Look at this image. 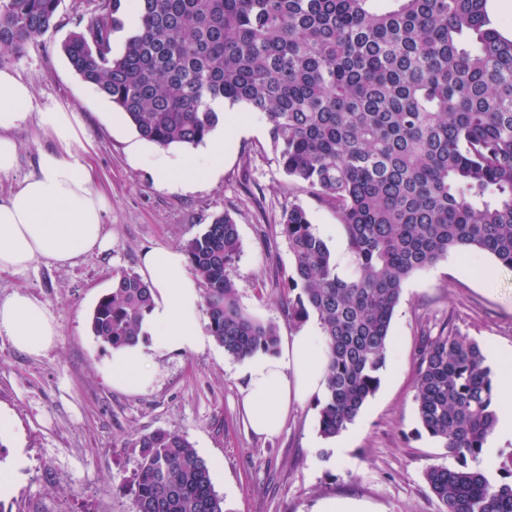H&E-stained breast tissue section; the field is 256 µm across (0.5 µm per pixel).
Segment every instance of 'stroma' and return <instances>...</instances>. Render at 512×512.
<instances>
[{"instance_id": "stroma-1", "label": "stroma", "mask_w": 512, "mask_h": 512, "mask_svg": "<svg viewBox=\"0 0 512 512\" xmlns=\"http://www.w3.org/2000/svg\"><path fill=\"white\" fill-rule=\"evenodd\" d=\"M96 0H62L57 25L18 55L0 60L34 86L38 104H68L83 94L93 146L87 155L94 186L109 203L104 216L110 251L91 252L72 267L37 262L26 274L0 272V300L27 293L56 317L51 349L33 356L0 335V413L12 422L0 438L7 469L15 453L26 465L18 490L0 499V512H133L121 491L136 467L137 437L158 429L183 434L210 464L223 512H317L333 498L368 512H442L425 480L433 465L453 467L442 443L420 426L414 378L423 336L449 325L484 349H512V270L492 255L453 251L408 278L390 326V350L379 386L348 424L352 437L338 459L339 437H324L316 400L292 405L271 438L246 425L240 360L218 343L157 359L152 387L122 392L112 386V348L93 336L90 316L112 289L118 271L139 273L142 250L182 246L223 213L234 218L240 254L233 276L243 308L294 331L283 282L293 259L279 223L301 204L336 259L338 273L356 270L336 212L284 174L268 127L237 105L224 110V161L202 178L192 160L205 145L170 147L184 159L176 183L157 188L139 154L154 150L124 113L71 69L62 45Z\"/></svg>"}]
</instances>
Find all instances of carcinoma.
<instances>
[{
	"label": "carcinoma",
	"mask_w": 512,
	"mask_h": 512,
	"mask_svg": "<svg viewBox=\"0 0 512 512\" xmlns=\"http://www.w3.org/2000/svg\"><path fill=\"white\" fill-rule=\"evenodd\" d=\"M60 2L0 0V58L55 27ZM124 2L99 0L64 42L84 82L164 148L203 143L220 122L215 103L246 106L265 117L288 178L341 218L353 279L339 275L301 204L280 222L293 257L288 314L317 317L328 345L317 406L322 435L334 437L378 387L409 276L452 250L512 269V32L489 0H140L116 54ZM239 250L226 213L184 244L210 335L236 359L274 354L276 325L239 304ZM152 305L147 282L117 272L92 333L133 343ZM493 390L477 341L446 326L425 338L418 420L460 460L425 472L443 512H512V482L467 464L494 429ZM136 447L134 512H223L209 464L184 435L159 429Z\"/></svg>",
	"instance_id": "obj_1"
}]
</instances>
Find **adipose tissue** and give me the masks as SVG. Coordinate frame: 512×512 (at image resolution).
<instances>
[{"label": "adipose tissue", "instance_id": "1", "mask_svg": "<svg viewBox=\"0 0 512 512\" xmlns=\"http://www.w3.org/2000/svg\"><path fill=\"white\" fill-rule=\"evenodd\" d=\"M33 100L29 82L0 69V180L19 167L16 130L33 123L52 142L39 150L33 169L16 187L0 196V271L23 273L43 259L66 268L84 254L112 246L104 224L108 201L94 188L85 165L78 110L55 104L36 109ZM140 271L153 295L144 335L112 352V385L128 392L153 382L156 357L194 352L209 341L201 327V293L185 252L173 246L145 250ZM57 334L55 316L28 295L17 292L0 301V335L18 350L42 354ZM327 361L325 339L312 325L285 337L275 354L248 357L242 407L251 430L277 435L292 404L321 394ZM493 403L497 426L483 446L486 458L496 456L502 441L512 440L511 371L502 374Z\"/></svg>", "mask_w": 512, "mask_h": 512}]
</instances>
